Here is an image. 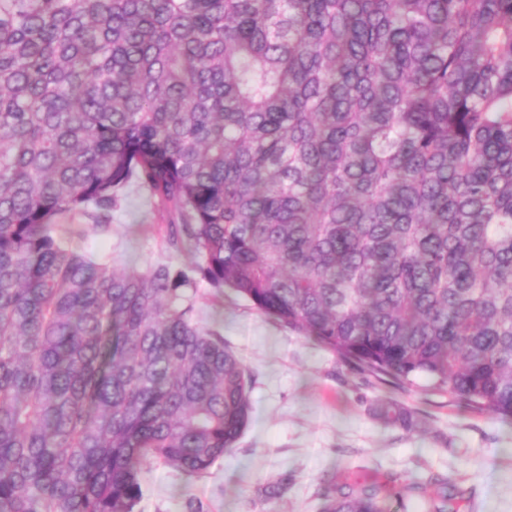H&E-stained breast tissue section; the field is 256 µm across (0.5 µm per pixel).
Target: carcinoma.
<instances>
[{
	"label": "carcinoma",
	"instance_id": "carcinoma-1",
	"mask_svg": "<svg viewBox=\"0 0 512 512\" xmlns=\"http://www.w3.org/2000/svg\"><path fill=\"white\" fill-rule=\"evenodd\" d=\"M131 182L194 276L56 235ZM198 279L512 418V0H0V512H135L144 460L234 447L251 379Z\"/></svg>",
	"mask_w": 512,
	"mask_h": 512
}]
</instances>
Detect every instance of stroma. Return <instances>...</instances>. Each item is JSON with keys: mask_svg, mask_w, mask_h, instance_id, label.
<instances>
[{"mask_svg": "<svg viewBox=\"0 0 512 512\" xmlns=\"http://www.w3.org/2000/svg\"><path fill=\"white\" fill-rule=\"evenodd\" d=\"M148 191L130 185L110 216L77 217L60 227L73 247L143 271L159 262L191 271L196 259L169 247ZM203 324L217 330L252 380L251 419L234 448L202 477L187 478L159 460L142 464L146 494L138 512H322L331 484H388V512H429L423 488L446 478L455 512H512V420L451 402L425 381L398 388L268 318L232 291L196 284ZM390 401L410 413L390 423L377 413ZM287 476L282 496L265 484Z\"/></svg>", "mask_w": 512, "mask_h": 512, "instance_id": "1", "label": "stroma"}]
</instances>
